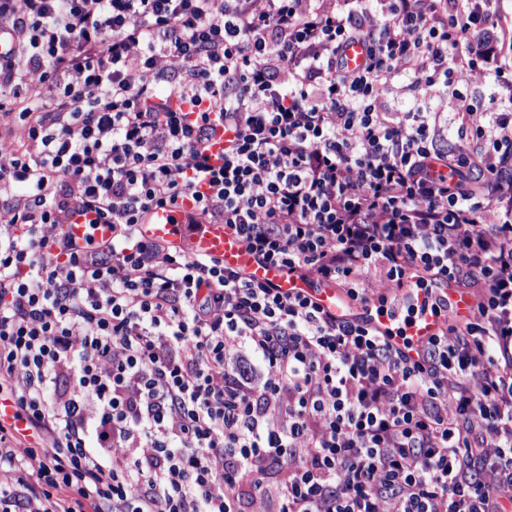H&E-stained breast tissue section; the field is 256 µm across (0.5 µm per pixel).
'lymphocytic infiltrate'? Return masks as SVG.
Segmentation results:
<instances>
[{
  "mask_svg": "<svg viewBox=\"0 0 512 512\" xmlns=\"http://www.w3.org/2000/svg\"><path fill=\"white\" fill-rule=\"evenodd\" d=\"M344 2L0 0V512H512V28ZM402 68L447 111H387ZM488 72L497 112L463 94ZM189 193L355 304L444 276L475 313L410 357L139 233ZM76 213L111 240L62 237Z\"/></svg>",
  "mask_w": 512,
  "mask_h": 512,
  "instance_id": "lymphocytic-infiltrate-1",
  "label": "lymphocytic infiltrate"
}]
</instances>
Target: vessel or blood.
Masks as SVG:
<instances>
[{
    "label": "vessel or blood",
    "instance_id": "1",
    "mask_svg": "<svg viewBox=\"0 0 512 512\" xmlns=\"http://www.w3.org/2000/svg\"><path fill=\"white\" fill-rule=\"evenodd\" d=\"M194 207L192 197H183L177 209L158 208L151 211L143 224H140L139 230L145 237L163 241L177 248L189 247L196 256L218 260L225 267L245 271L255 280L273 283L282 292L313 298L324 308L335 312L338 317L357 315L385 335L391 343L409 347L412 352H419L423 344L436 336L444 320H466L475 304L471 294L443 280L437 282L435 293L442 298L448 308V315L444 318L424 309L423 303L430 295L424 290L413 296L412 302L419 306L420 311L409 320L402 319L398 310L388 307L380 310L370 306L351 310L348 300L337 288L316 285L312 281L288 274L274 265L257 264L240 240L225 232L223 225L204 224L196 231L186 232L182 217ZM90 230L94 231L96 238L100 240L112 237L111 225L100 224L92 230L88 228L84 217L78 215L62 227L63 233L77 242L83 241Z\"/></svg>",
    "mask_w": 512,
    "mask_h": 512
}]
</instances>
